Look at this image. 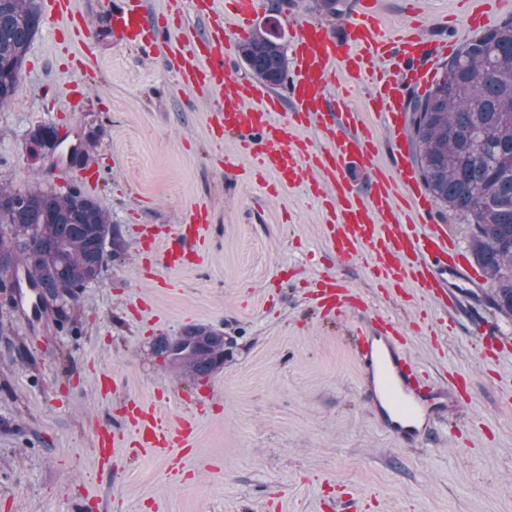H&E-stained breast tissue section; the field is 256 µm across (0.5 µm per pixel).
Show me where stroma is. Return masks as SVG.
<instances>
[{"label": "stroma", "instance_id": "35a3bbf8", "mask_svg": "<svg viewBox=\"0 0 512 512\" xmlns=\"http://www.w3.org/2000/svg\"><path fill=\"white\" fill-rule=\"evenodd\" d=\"M356 0L339 16L314 0L277 12L258 0L255 25L278 17L285 43L305 21L343 32ZM147 17L165 16L193 40L205 28L194 0H144ZM96 33L58 40L43 17L16 92L0 108V183L42 185L92 197L118 230L98 282L79 302L33 318L13 289L0 288V512H512V354L482 345L477 316L512 336V319L479 299L446 315L411 283L382 294L365 257L341 258L322 235L320 204L307 184L269 195L272 175L242 179L249 158L234 136L217 137L212 96L179 86L165 43L143 53L104 29L105 0H74ZM382 31L419 21L429 39L442 21L463 30L461 0H377ZM336 94L363 113L381 144L374 166L347 176L368 188L373 169H391L381 122L369 112L374 87L341 81ZM47 123L65 138L38 161L25 135ZM92 141L85 165L71 144ZM207 204L203 259L162 264L165 241L145 245L137 228L180 224ZM331 273L367 304L323 318L312 280ZM389 312L411 356L443 383L464 386L458 410L438 432L406 445L381 428L362 389L354 323ZM192 327L230 339L207 380L163 366V339ZM115 376L102 391L99 379ZM136 399L162 421L192 411L193 450L178 468L121 449L109 465L94 453L105 427L129 436L122 412Z\"/></svg>", "mask_w": 512, "mask_h": 512}]
</instances>
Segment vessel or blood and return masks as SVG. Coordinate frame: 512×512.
Masks as SVG:
<instances>
[{
	"label": "vessel or blood",
	"mask_w": 512,
	"mask_h": 512,
	"mask_svg": "<svg viewBox=\"0 0 512 512\" xmlns=\"http://www.w3.org/2000/svg\"><path fill=\"white\" fill-rule=\"evenodd\" d=\"M375 2L359 0L340 35L328 24L302 22L295 35L291 77L282 95L257 82L237 80L224 68L239 41L252 33L257 0H224L219 20L204 12L207 34L192 44L171 41V57L184 88L216 94L217 108L210 115L213 129L234 135L239 151L253 158L257 172L275 174L282 184L308 181L323 207V236L339 256L367 254L371 278L381 292L408 280L449 308L458 298H477L482 281L470 270L459 243L435 222L434 204L417 182L410 143L401 135L407 101L396 74L405 72L410 83L426 88L435 76L434 59L447 55L452 44L444 39L429 42L406 31L388 41L381 39ZM45 9L48 15L65 19L75 33L90 35L72 0H46ZM108 22L118 39L144 45L158 42L167 30L166 25L147 20L143 0H119ZM340 68L371 76L377 89L373 107L393 142L396 173L376 172L367 194L351 184L346 170L372 159V137L360 113L324 94ZM284 107L289 118L282 122L276 115ZM312 124L321 139L316 149L290 135L291 130ZM400 196L404 204L413 205L415 218L403 219L402 204L396 202ZM208 213V207L196 208L179 225L163 254L168 266L199 258ZM318 298L324 313L334 317L345 315L353 300L349 290L338 287L331 277L319 281ZM353 337L365 390L382 426L396 438L411 440L436 429L443 414L457 406L454 389L432 381L410 356L390 315L373 314L356 327ZM125 420L134 446L160 456L177 457L194 436L190 416L166 424L138 401L129 403ZM118 446V435L99 432L95 448L99 464H106Z\"/></svg>",
	"instance_id": "b4317fda"
}]
</instances>
